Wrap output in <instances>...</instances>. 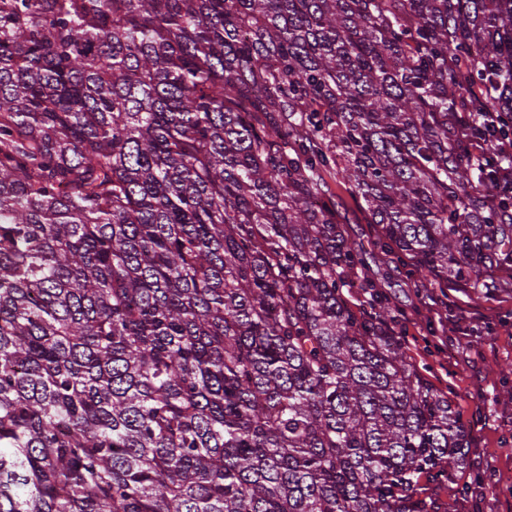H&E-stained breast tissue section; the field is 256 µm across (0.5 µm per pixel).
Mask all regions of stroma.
<instances>
[{
    "mask_svg": "<svg viewBox=\"0 0 512 512\" xmlns=\"http://www.w3.org/2000/svg\"><path fill=\"white\" fill-rule=\"evenodd\" d=\"M345 231L365 259L362 274L389 296L388 324L411 362L436 388L448 389L470 433L469 468L455 484L421 481L443 512H512V398L488 368L512 365V295L470 298L458 291L419 294L405 269L384 259L376 232L357 207Z\"/></svg>",
    "mask_w": 512,
    "mask_h": 512,
    "instance_id": "stroma-1",
    "label": "stroma"
}]
</instances>
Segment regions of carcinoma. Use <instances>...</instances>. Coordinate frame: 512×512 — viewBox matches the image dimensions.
<instances>
[{
  "label": "carcinoma",
  "mask_w": 512,
  "mask_h": 512,
  "mask_svg": "<svg viewBox=\"0 0 512 512\" xmlns=\"http://www.w3.org/2000/svg\"><path fill=\"white\" fill-rule=\"evenodd\" d=\"M512 0H0V512H435L453 400L357 317L327 178L491 292Z\"/></svg>",
  "instance_id": "obj_1"
}]
</instances>
